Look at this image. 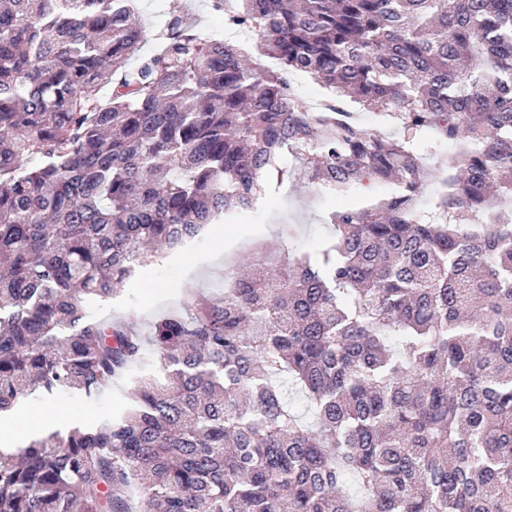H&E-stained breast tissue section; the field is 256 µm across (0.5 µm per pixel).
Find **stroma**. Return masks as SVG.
<instances>
[{
  "label": "stroma",
  "instance_id": "35a3bbf8",
  "mask_svg": "<svg viewBox=\"0 0 512 512\" xmlns=\"http://www.w3.org/2000/svg\"><path fill=\"white\" fill-rule=\"evenodd\" d=\"M173 4L186 7L202 34L238 45L253 63L278 69V62L258 48L256 38L225 25L223 13L213 10L211 0H138L139 16L147 31L143 54L158 49L162 13ZM284 163L291 169V177L274 185L257 209L209 225L184 250L163 254L136 268L119 293L88 305V317L96 321L126 320L136 328H145L159 316L180 310L188 293L199 291L221 296L225 273L249 263L260 245L292 258L315 253L336 235L329 220L334 211L367 205L385 198L393 190L392 185L380 184L369 189L355 186L343 194L323 193L317 185L294 177L293 172L299 167L294 155H286ZM128 392V384L118 381L92 406L66 400L58 404L30 399L23 408L50 412L62 407L69 411L72 423H92L106 413L117 411L127 401Z\"/></svg>",
  "mask_w": 512,
  "mask_h": 512
}]
</instances>
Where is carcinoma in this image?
I'll return each mask as SVG.
<instances>
[{"label":"carcinoma","mask_w":512,"mask_h":512,"mask_svg":"<svg viewBox=\"0 0 512 512\" xmlns=\"http://www.w3.org/2000/svg\"><path fill=\"white\" fill-rule=\"evenodd\" d=\"M136 2L0 0V418L131 382L96 424L0 449V512H512V0H213L279 71L179 6L131 68ZM349 98L466 150L426 167ZM286 152L330 191L397 188L144 336L87 318L266 198ZM289 79L295 96L308 107L311 100L319 99L325 102L330 96L329 91L321 83L305 73H292Z\"/></svg>","instance_id":"1"}]
</instances>
